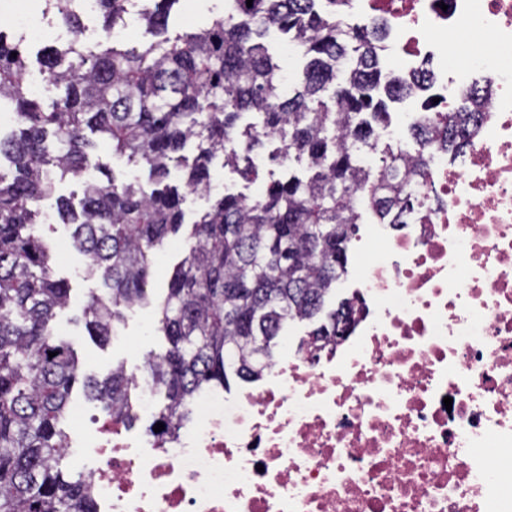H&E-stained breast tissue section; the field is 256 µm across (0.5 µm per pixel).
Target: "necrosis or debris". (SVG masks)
<instances>
[{
	"label": "necrosis or debris",
	"mask_w": 512,
	"mask_h": 512,
	"mask_svg": "<svg viewBox=\"0 0 512 512\" xmlns=\"http://www.w3.org/2000/svg\"><path fill=\"white\" fill-rule=\"evenodd\" d=\"M355 14L409 71L447 68L430 111L486 72L464 165L433 154L401 223L369 225L338 344L200 396L171 441L96 428L98 512H512V0H348L336 19Z\"/></svg>",
	"instance_id": "4bbe7bcc"
}]
</instances>
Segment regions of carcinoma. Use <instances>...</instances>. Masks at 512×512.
<instances>
[{
    "label": "carcinoma",
    "instance_id": "cac0c4a2",
    "mask_svg": "<svg viewBox=\"0 0 512 512\" xmlns=\"http://www.w3.org/2000/svg\"><path fill=\"white\" fill-rule=\"evenodd\" d=\"M149 2L140 19L159 41L114 38L129 0H98L103 41L88 47L75 37L47 50L41 73L63 87L48 108L22 84V41L0 30V105L8 102L19 124L0 136V160L13 167L0 171V512H96L88 475L64 465L62 424L76 388L126 427L138 419L136 379L124 364L99 380L82 372L71 343L54 336L71 288L52 276V247L36 226L55 179L87 176L79 206L61 200L59 212L104 289L90 296L83 322L91 339L105 343L126 312L151 305L156 250L185 224L171 168L184 171V187L206 189L221 154L254 182L252 153L272 138L281 148L271 159L307 162L308 177L272 180L257 196L226 192L191 224L187 255L155 307L167 347L143 364L163 399L153 423L165 429L151 432L163 443L190 418L203 389H228L234 377L262 380L287 323L314 324L308 338L315 342L346 335L352 301L328 312L325 305L348 274L362 204L375 223L392 224V211L407 208L413 184L427 175L421 152L404 163L401 142L377 148L374 125L389 112L374 91L382 85L387 98L404 97L412 81L381 83L382 28L339 26L338 0H327L323 13L316 0L250 7L224 0V15L208 28L174 37L165 33L179 0ZM47 5L80 31L75 0ZM272 29L287 34L305 61L287 89L264 42ZM490 92V83H472L455 111L414 118L411 137L461 156ZM246 113L260 121L240 125ZM100 140L146 165L147 182L111 175L96 156ZM190 140L197 142L191 161L179 155Z\"/></svg>",
    "mask_w": 512,
    "mask_h": 512
}]
</instances>
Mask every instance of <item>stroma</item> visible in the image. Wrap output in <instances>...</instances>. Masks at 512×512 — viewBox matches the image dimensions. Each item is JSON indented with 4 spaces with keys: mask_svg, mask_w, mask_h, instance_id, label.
Here are the masks:
<instances>
[{
    "mask_svg": "<svg viewBox=\"0 0 512 512\" xmlns=\"http://www.w3.org/2000/svg\"><path fill=\"white\" fill-rule=\"evenodd\" d=\"M224 0H181L175 13L169 20L170 32H196L223 14ZM274 143H266L264 149L254 156V163L259 171L257 182L249 184L231 168L222 163H214L211 168V184L208 189L187 193L182 208L186 222H193L205 212L213 201L224 192H242L254 195L260 192L270 179H285L289 175H304L306 165L290 161L277 165L270 161L269 153L274 150ZM84 181L68 177L55 185L53 197L42 201L43 217L37 231L50 242L55 252L54 271L56 277L67 279L71 285V298L67 308L58 311L56 331L60 338L70 341L76 351L83 369L97 377H104L113 364L124 363L128 373L139 374L145 357L152 352H162L165 340L154 330V318L151 310L136 309L126 315L121 327L120 339H114L106 346H97L83 330L79 319L89 293L99 291L97 279L87 273L88 260L77 250L71 239L68 225L62 224L56 209V199L60 196L79 200L82 196Z\"/></svg>",
    "mask_w": 512,
    "mask_h": 512,
    "instance_id": "obj_1",
    "label": "stroma"
}]
</instances>
